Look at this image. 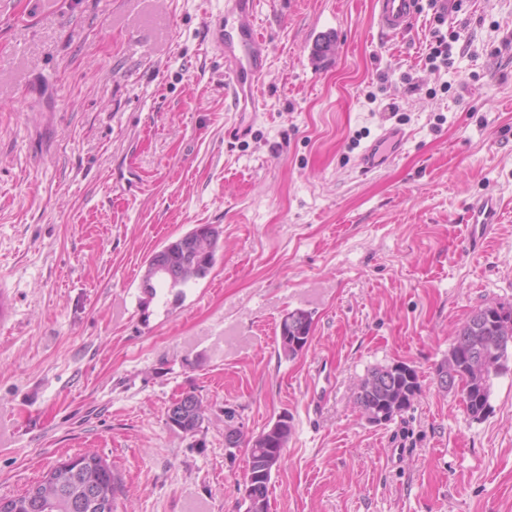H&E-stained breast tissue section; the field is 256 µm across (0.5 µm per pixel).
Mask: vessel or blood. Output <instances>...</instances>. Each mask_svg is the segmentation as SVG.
Instances as JSON below:
<instances>
[{
	"label": "vessel or blood",
	"mask_w": 512,
	"mask_h": 512,
	"mask_svg": "<svg viewBox=\"0 0 512 512\" xmlns=\"http://www.w3.org/2000/svg\"><path fill=\"white\" fill-rule=\"evenodd\" d=\"M418 0H375L377 27L387 37L411 29L418 19ZM255 0H226L224 17L210 26L211 40L224 51V80L241 118L232 127V137L246 135L248 118L261 110L258 90L266 72V38L252 22ZM497 199L486 196L469 203L466 222L469 242L478 245L489 225L499 220Z\"/></svg>",
	"instance_id": "1"
}]
</instances>
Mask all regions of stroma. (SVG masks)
Wrapping results in <instances>:
<instances>
[{
  "label": "stroma",
  "instance_id": "stroma-1",
  "mask_svg": "<svg viewBox=\"0 0 512 512\" xmlns=\"http://www.w3.org/2000/svg\"><path fill=\"white\" fill-rule=\"evenodd\" d=\"M224 2L0 0V497L93 451L116 512H244L231 408L250 437L292 425L269 512H512V370L479 420L435 378L476 309L512 303V0H421L389 41L375 0H256L269 57L241 141L208 35ZM440 10L449 68L426 61ZM389 127L406 144L362 172ZM487 194L501 220L476 251L465 211ZM200 224L210 273L145 302L150 255ZM296 309L311 333L289 358ZM398 362L421 388L371 424L358 386ZM186 393L192 438L166 423ZM288 315L289 316H296L297 317V323L299 324L296 334H292L291 336H288V329L291 330L292 322L288 321ZM285 322V325H284ZM281 334L283 341L288 345L286 347L284 344L280 342L281 349L283 353L288 357H294L296 356L300 351H302L303 348L306 347V345L309 342L310 339V332H311V324H312V318L311 315L308 312L302 311V310H295L292 312H289V314L285 315L281 320ZM294 336H302L297 338V342H300L296 346V339ZM292 338L293 344L291 341L288 342V339ZM294 345V346H293Z\"/></svg>",
  "mask_w": 512,
  "mask_h": 512
}]
</instances>
